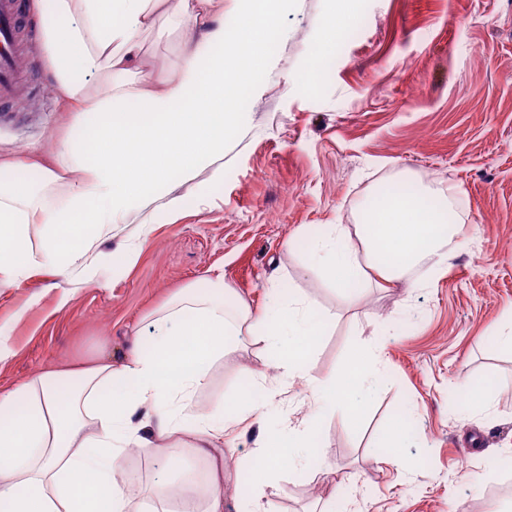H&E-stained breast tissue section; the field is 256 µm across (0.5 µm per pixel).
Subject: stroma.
<instances>
[{"mask_svg":"<svg viewBox=\"0 0 512 512\" xmlns=\"http://www.w3.org/2000/svg\"><path fill=\"white\" fill-rule=\"evenodd\" d=\"M335 21L336 36L323 28ZM268 67L239 101L247 123L224 151V177L199 198L172 176L178 216L147 212L113 225L86 256L141 240L136 259L82 280L38 269L0 288V391L44 370L75 368L102 352L127 353L143 317L171 294L223 273L256 312L284 279L287 295L329 314L312 356L330 375L366 346L385 367L350 390L355 418L325 415L303 464L276 463L279 512H455L480 498L512 459V352L487 338L512 323V0H289ZM192 29L147 34L141 68L175 76ZM28 87L0 118V162L29 153L49 163L73 126L38 40L22 59ZM314 80H307L308 72ZM415 183L464 200L445 271L421 263L401 284L378 277L338 288L309 263L304 242L328 224L360 223L381 185ZM278 377L262 343L215 364L200 409L223 404L224 500L238 512L258 425L241 398L260 400L252 370ZM127 470L182 490L180 472L133 449Z\"/></svg>","mask_w":512,"mask_h":512,"instance_id":"stroma-1","label":"stroma"}]
</instances>
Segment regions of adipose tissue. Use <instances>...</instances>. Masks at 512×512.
<instances>
[{
    "label": "adipose tissue",
    "mask_w": 512,
    "mask_h": 512,
    "mask_svg": "<svg viewBox=\"0 0 512 512\" xmlns=\"http://www.w3.org/2000/svg\"><path fill=\"white\" fill-rule=\"evenodd\" d=\"M237 3L230 30L216 0H178L172 8L167 0H37L40 43L77 129L41 183L32 181L28 157L0 165V286L37 268L78 267L92 278L101 266L131 263L139 244L105 253L97 265L84 257L131 211L154 204V224L179 213L182 198L168 192L172 175L190 181L207 169L211 182L223 179L224 149L245 122L240 91L266 68L288 0ZM176 16L198 32L178 74L143 71L130 79L141 33L165 32ZM33 224L43 227L36 245ZM456 233L422 193L398 191L355 228L326 225L308 254L337 287L358 283L369 268L390 287L425 261L440 271ZM325 323L303 299L251 312L220 275L179 290L147 318L152 352L136 336L121 364L101 356L0 392V501L10 512H224L222 445L230 424L222 407L199 411L197 393L223 361L229 338L251 336L281 372L278 385L264 388L266 403L300 378L310 405L323 411L382 367L379 351L369 347L340 375H313V347ZM318 430L310 419L260 429L247 512H272L274 450L303 458ZM131 448L169 461L175 449L189 448L209 461L211 473L174 506L164 483L142 482L126 470Z\"/></svg>",
    "instance_id": "obj_1"
}]
</instances>
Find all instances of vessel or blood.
Wrapping results in <instances>:
<instances>
[{
  "mask_svg": "<svg viewBox=\"0 0 512 512\" xmlns=\"http://www.w3.org/2000/svg\"><path fill=\"white\" fill-rule=\"evenodd\" d=\"M27 37L23 0H0V112L6 111L18 91L17 61Z\"/></svg>",
  "mask_w": 512,
  "mask_h": 512,
  "instance_id": "obj_1",
  "label": "vessel or blood"
}]
</instances>
